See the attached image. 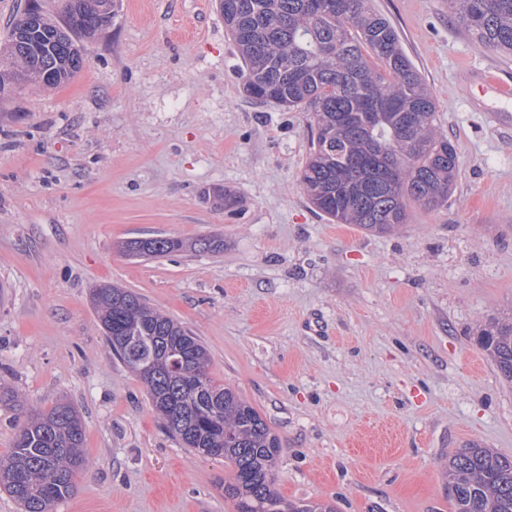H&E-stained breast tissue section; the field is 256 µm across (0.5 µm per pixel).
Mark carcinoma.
<instances>
[{
  "mask_svg": "<svg viewBox=\"0 0 512 512\" xmlns=\"http://www.w3.org/2000/svg\"><path fill=\"white\" fill-rule=\"evenodd\" d=\"M448 4L480 48L512 54V0ZM113 6L62 0L58 19L38 11L26 51L9 41L7 78L42 87L70 81L85 66L77 39L98 34ZM217 7L243 63L245 93L311 110L312 152L300 181L316 210L386 234L408 223L410 207L447 203L457 148L438 131L434 96L396 28L370 0H217ZM223 246L217 237H155L124 249L161 257ZM89 300L113 356L145 384L164 427L201 455L224 449L233 467L224 495L236 512H336L331 503L282 498L275 487L279 438L250 403L211 379L207 349L188 327L118 285H97ZM476 342L512 383V315L489 319ZM84 441V424L66 402L31 415L0 459V488L22 512H54L86 464ZM445 477L456 488L449 495L455 512H512V459L473 443L448 456Z\"/></svg>",
  "mask_w": 512,
  "mask_h": 512,
  "instance_id": "carcinoma-1",
  "label": "carcinoma"
}]
</instances>
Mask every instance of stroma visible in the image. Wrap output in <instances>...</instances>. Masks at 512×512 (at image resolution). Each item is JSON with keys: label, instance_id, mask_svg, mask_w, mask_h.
<instances>
[{"label": "stroma", "instance_id": "stroma-1", "mask_svg": "<svg viewBox=\"0 0 512 512\" xmlns=\"http://www.w3.org/2000/svg\"><path fill=\"white\" fill-rule=\"evenodd\" d=\"M433 93L460 169L441 208L380 235L315 213L309 115L259 104L216 0H116L67 84L0 95V458L68 401L86 466L55 512H235L231 468L182 447L113 356L88 294L109 282L190 328L208 372L281 443L276 488L338 512H453L444 465L512 459V384L476 328L512 311V82L448 0H373ZM220 252L134 257L145 237Z\"/></svg>", "mask_w": 512, "mask_h": 512}]
</instances>
